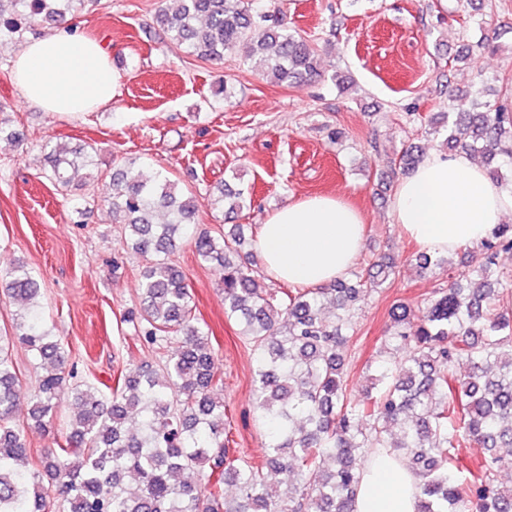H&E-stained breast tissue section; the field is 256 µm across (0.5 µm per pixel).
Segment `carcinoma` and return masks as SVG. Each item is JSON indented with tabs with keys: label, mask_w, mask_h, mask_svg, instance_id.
Returning a JSON list of instances; mask_svg holds the SVG:
<instances>
[{
	"label": "carcinoma",
	"mask_w": 512,
	"mask_h": 512,
	"mask_svg": "<svg viewBox=\"0 0 512 512\" xmlns=\"http://www.w3.org/2000/svg\"><path fill=\"white\" fill-rule=\"evenodd\" d=\"M91 0H0V34L18 39L35 25L56 27ZM163 35L187 53L221 61L240 46L258 55L263 78L297 84L317 75V55L305 37L262 10L260 0H174L156 13ZM433 133L448 152L491 162L512 158V107L486 104L478 112H450ZM47 178L65 191L94 168L91 153L46 143ZM215 204L226 213L251 206L252 197L224 182ZM104 202L124 225L121 242L154 262L142 272L137 324L153 349L172 339L176 349L158 365L115 372L112 397L88 385L71 388L75 408L65 444L33 460L25 432L46 430L58 417L69 372L55 340L37 282L24 265L0 276L20 304L11 331L0 334V512H352L361 463L369 449L386 448L420 477L418 512H512V490L498 486V470L512 466V274L498 263L512 251V225L500 224L460 262L423 253L424 271L448 269V287L420 307L390 309L391 349L400 362L380 361L376 394L356 397L344 381L343 348L356 306L395 273L379 255L366 274L325 288H294L279 298L248 264L253 249L243 226L188 235L198 211L195 196L170 176L135 179L119 169L104 182ZM164 223L156 221L159 213ZM190 241L197 257L221 275L224 313L237 318L257 353L255 409L267 430L266 463L230 455L224 437V387L209 332L194 321L192 292L170 256ZM330 299L338 313L324 317ZM21 346L50 364L27 402L12 350ZM469 366L459 379L453 367ZM29 421H16L21 408ZM486 449L478 472L456 466L455 449ZM195 471L198 478L188 479ZM138 479L128 491L126 475ZM240 494L224 498V482ZM289 483L288 500L271 493Z\"/></svg>",
	"instance_id": "1"
}]
</instances>
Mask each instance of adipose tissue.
Instances as JSON below:
<instances>
[{"instance_id": "ef3b65f1", "label": "adipose tissue", "mask_w": 512, "mask_h": 512, "mask_svg": "<svg viewBox=\"0 0 512 512\" xmlns=\"http://www.w3.org/2000/svg\"><path fill=\"white\" fill-rule=\"evenodd\" d=\"M24 97L44 111L80 116L111 105L118 83L109 50L66 30L26 44L14 59ZM392 221L421 248L441 254L480 244L512 214V192L463 155H428L395 186ZM365 226L336 194L286 199L261 224L265 273L296 288L342 279L359 257ZM418 476L400 458L370 452L354 512H417Z\"/></svg>"}]
</instances>
